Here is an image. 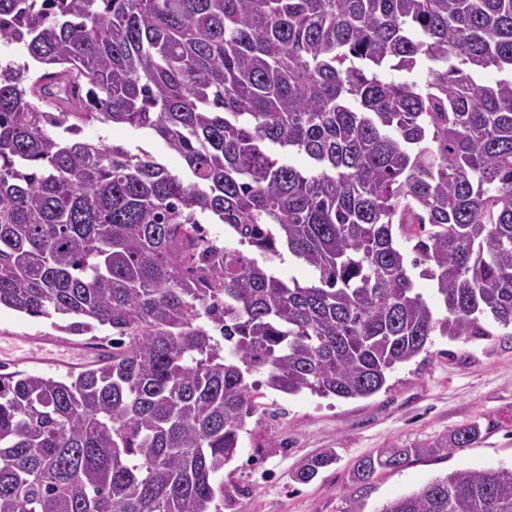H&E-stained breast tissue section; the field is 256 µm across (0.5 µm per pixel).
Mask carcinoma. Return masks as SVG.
Segmentation results:
<instances>
[{"label": "carcinoma", "mask_w": 512, "mask_h": 512, "mask_svg": "<svg viewBox=\"0 0 512 512\" xmlns=\"http://www.w3.org/2000/svg\"><path fill=\"white\" fill-rule=\"evenodd\" d=\"M0 42L23 56L0 59V307L112 350L0 367V512H210L253 374L365 398L435 336L512 327V0H0ZM90 123L151 131L185 174ZM283 250L310 282L259 263ZM480 435L359 458L348 512ZM380 512H512V470Z\"/></svg>", "instance_id": "obj_1"}]
</instances>
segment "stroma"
Segmentation results:
<instances>
[{
	"mask_svg": "<svg viewBox=\"0 0 512 512\" xmlns=\"http://www.w3.org/2000/svg\"><path fill=\"white\" fill-rule=\"evenodd\" d=\"M84 134L148 152L172 170L177 157L149 131L126 125H91ZM53 320L0 309V364L46 377H65L60 365L33 364L38 340L60 336ZM260 414L240 433V449L224 467L231 498H215L220 512H347V476L362 456L383 448L431 442L458 426L478 423L480 442L426 458L400 471L376 475L365 512L419 490L431 479L470 468L512 469V338L503 328L493 336L451 340L434 337L427 352L390 374L387 389L358 399L285 395L257 389ZM334 449L336 461L310 483L293 474L309 456Z\"/></svg>",
	"mask_w": 512,
	"mask_h": 512,
	"instance_id": "1",
	"label": "stroma"
}]
</instances>
